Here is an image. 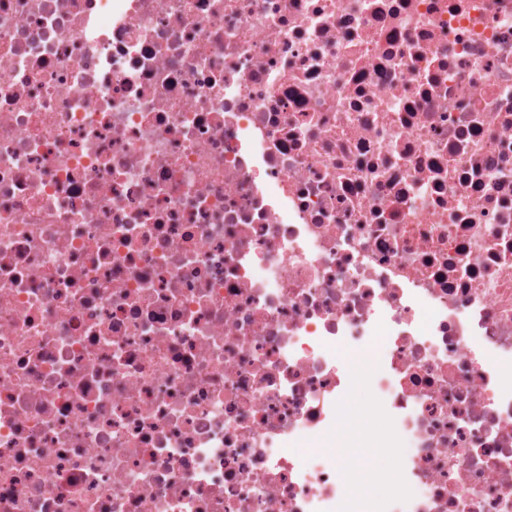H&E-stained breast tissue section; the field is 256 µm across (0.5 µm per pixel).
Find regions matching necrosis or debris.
I'll use <instances>...</instances> for the list:
<instances>
[{
	"mask_svg": "<svg viewBox=\"0 0 512 512\" xmlns=\"http://www.w3.org/2000/svg\"><path fill=\"white\" fill-rule=\"evenodd\" d=\"M509 364L512 0H0V512H512ZM344 416L347 418V428L332 437L328 446L325 448L335 454L339 460L343 462L347 478L356 482L364 488H370L376 483V473H381L388 480L392 477L395 470V461L385 453V448H356L361 447L358 439L368 430L370 420L375 414L372 407L363 394L354 384V388L350 394L349 400L345 403ZM364 405L371 407V410H362ZM358 419L359 423L354 424V420ZM351 446H354L353 448ZM364 457L366 462L353 472H349L352 463L358 457Z\"/></svg>",
	"mask_w": 512,
	"mask_h": 512,
	"instance_id": "1",
	"label": "necrosis or debris"
}]
</instances>
